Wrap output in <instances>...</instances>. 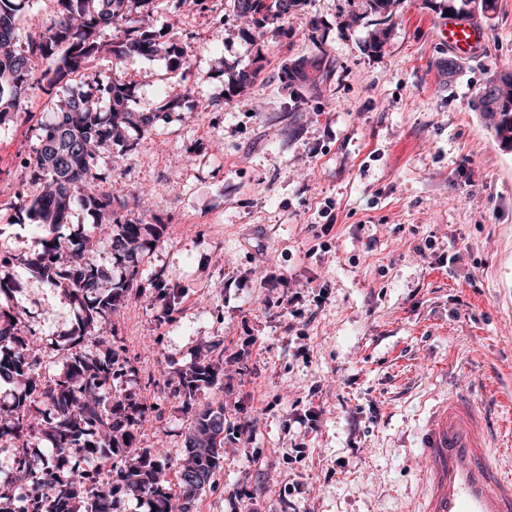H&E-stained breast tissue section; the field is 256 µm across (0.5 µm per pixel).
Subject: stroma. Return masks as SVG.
I'll return each mask as SVG.
<instances>
[{"label":"stroma","instance_id":"obj_1","mask_svg":"<svg viewBox=\"0 0 512 512\" xmlns=\"http://www.w3.org/2000/svg\"><path fill=\"white\" fill-rule=\"evenodd\" d=\"M345 5L306 0L287 34L262 40L230 0L162 5L154 23L187 45L185 68L105 55L87 72L133 85L137 112L172 89L186 97L97 169L113 205L150 188L144 220L165 227L112 317L137 370L118 387L153 407L136 446L183 456L186 416L163 379L204 345L224 351L227 422L249 426L226 441L194 512H227L232 491L241 512H414V444L434 397L464 389L512 418V147L474 108L490 77L512 72V0L481 19L485 53L450 76L436 66L451 54L437 23L462 0H404L377 53L366 26L339 27ZM302 60L326 78L289 85ZM243 68L259 75L241 97L231 81ZM50 98L30 90L0 124V258L20 285L19 332H37L52 373L75 311L24 266L41 231L10 221L17 193L40 192L19 157ZM161 286L179 293L169 322ZM309 410L311 427L297 421ZM298 445L305 458L289 461Z\"/></svg>","mask_w":512,"mask_h":512}]
</instances>
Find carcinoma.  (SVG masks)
<instances>
[{"label":"carcinoma","mask_w":512,"mask_h":512,"mask_svg":"<svg viewBox=\"0 0 512 512\" xmlns=\"http://www.w3.org/2000/svg\"><path fill=\"white\" fill-rule=\"evenodd\" d=\"M305 0H233L236 16L250 21L253 29L280 32L288 17ZM475 10L461 16L477 18L495 7L494 0H467ZM54 19L27 35L16 49L17 23L27 0H0V119L23 107L33 89L34 63L43 64L41 82L63 88L84 74L97 57L108 53L124 56L164 54L173 69L186 66L187 52L178 37L153 30L142 16L155 12V0H54ZM395 0H364L355 7L347 0L339 26L349 30L368 15L365 48L380 51L392 38ZM113 31L104 43L101 32ZM301 61L286 72L297 85L316 82ZM131 88L101 80L82 93L53 103L54 118L35 128L36 144L23 166L24 178L42 186L39 195H21L13 203L16 217L28 220L43 233V251L26 262L30 274L62 289L78 310L67 333L64 361L52 382L44 381L43 367L32 337L15 332L17 312L13 304L18 286L11 273L0 269V382L17 387L11 408L0 409V439L6 437L25 448L45 442L46 451L35 461L14 467L19 478L11 492H0V512H29L28 495L42 493L40 512H123L124 498L147 504L148 512H192L198 492L224 461V440L230 427L224 405H195L197 392L218 384L219 363L207 356L176 369L173 396L182 400L187 415L185 457L170 464L160 448H137L135 432L148 408L129 395H110L123 376L135 374L131 360L118 345L112 314L133 295L139 276V255L160 238L164 225L145 224L139 217L116 216L112 197L100 190L94 159L112 145L133 148L123 136L127 128L152 131L162 112L181 104L170 96L157 112L129 109ZM495 137L512 145V74L487 82L479 102ZM108 111L101 109V104ZM79 208L104 224L103 237L81 233L65 238L59 233L72 211ZM108 248L124 274L114 280L92 258ZM112 461V481L105 492L91 495L85 486L89 469L100 461Z\"/></svg>","instance_id":"obj_1"}]
</instances>
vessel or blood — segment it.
Listing matches in <instances>:
<instances>
[{
	"mask_svg": "<svg viewBox=\"0 0 512 512\" xmlns=\"http://www.w3.org/2000/svg\"><path fill=\"white\" fill-rule=\"evenodd\" d=\"M438 31L463 54L485 44L481 28L452 18L440 21ZM416 445L422 462L418 512H512V471L492 456L495 446L512 445V426L479 409L469 393L437 397Z\"/></svg>",
	"mask_w": 512,
	"mask_h": 512,
	"instance_id": "1",
	"label": "vessel or blood"
}]
</instances>
